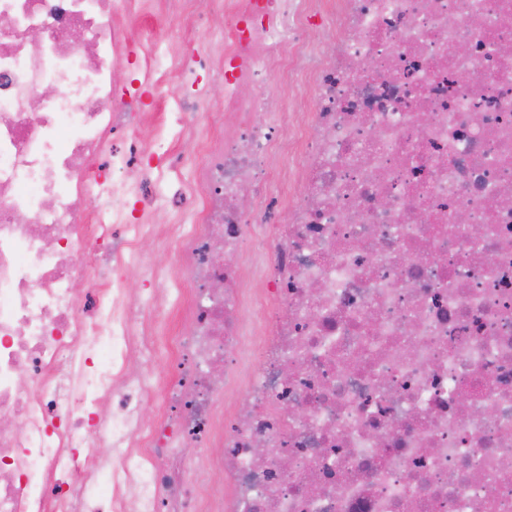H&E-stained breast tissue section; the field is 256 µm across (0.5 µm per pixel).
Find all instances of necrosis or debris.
I'll list each match as a JSON object with an SVG mask.
<instances>
[{"label":"necrosis or debris","instance_id":"1","mask_svg":"<svg viewBox=\"0 0 512 512\" xmlns=\"http://www.w3.org/2000/svg\"><path fill=\"white\" fill-rule=\"evenodd\" d=\"M0 512H512V0H0Z\"/></svg>","mask_w":512,"mask_h":512}]
</instances>
